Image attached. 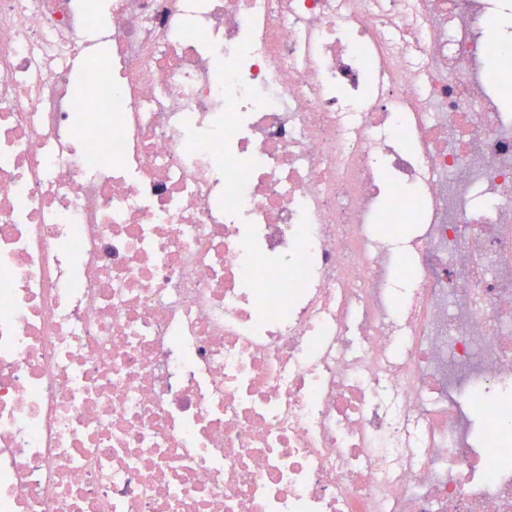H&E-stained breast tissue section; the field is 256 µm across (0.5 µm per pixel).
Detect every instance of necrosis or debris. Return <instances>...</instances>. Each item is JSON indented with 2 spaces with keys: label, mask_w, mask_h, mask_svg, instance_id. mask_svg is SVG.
Instances as JSON below:
<instances>
[{
  "label": "necrosis or debris",
  "mask_w": 512,
  "mask_h": 512,
  "mask_svg": "<svg viewBox=\"0 0 512 512\" xmlns=\"http://www.w3.org/2000/svg\"><path fill=\"white\" fill-rule=\"evenodd\" d=\"M94 2L0 0V512H512L487 0Z\"/></svg>",
  "instance_id": "1"
}]
</instances>
